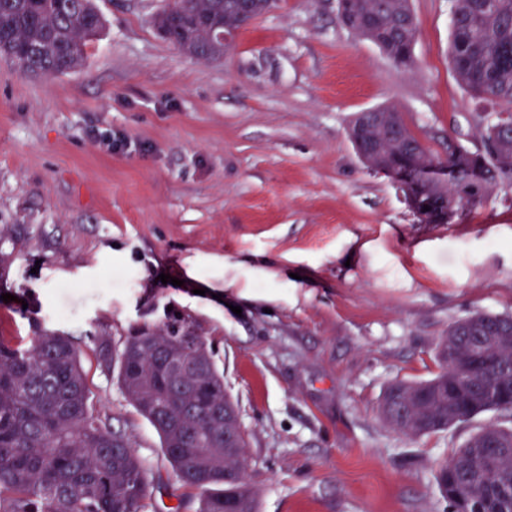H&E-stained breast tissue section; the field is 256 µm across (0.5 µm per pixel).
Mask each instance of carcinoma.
<instances>
[{
  "instance_id": "carcinoma-1",
  "label": "carcinoma",
  "mask_w": 512,
  "mask_h": 512,
  "mask_svg": "<svg viewBox=\"0 0 512 512\" xmlns=\"http://www.w3.org/2000/svg\"><path fill=\"white\" fill-rule=\"evenodd\" d=\"M270 0H170L155 23L183 54L224 57L214 27L238 30L239 15L261 16ZM365 18L395 66L414 63L417 22L409 0H341ZM96 0H0V55L27 75L81 68L88 43L104 30ZM449 60L460 86L502 107L477 115L482 179L471 180L470 151L452 140L434 154L392 108L355 120L365 130L367 167L414 170L424 198L443 210L474 209L497 178L512 176V0H453ZM485 314L448 326L439 349L454 367L429 380L390 385L380 418L410 437L512 403V332ZM25 343L0 332V512H158L150 465L128 434L97 409L73 337L30 317ZM182 344L172 346V337ZM98 365L156 430L175 480L192 490L196 512H257L245 430L224 426V374L195 321L173 309L128 334L121 348L94 343ZM436 482L450 512H512V430L486 426L440 460Z\"/></svg>"
}]
</instances>
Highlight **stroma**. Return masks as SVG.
<instances>
[{"label": "stroma", "mask_w": 512, "mask_h": 512, "mask_svg": "<svg viewBox=\"0 0 512 512\" xmlns=\"http://www.w3.org/2000/svg\"><path fill=\"white\" fill-rule=\"evenodd\" d=\"M96 4L106 29L76 72L0 57V330L29 339L34 311L78 338L99 410L163 477L159 507L196 501L91 345L171 304L217 352L258 512H446L436 462L512 417L409 438L377 405L437 372L452 322L512 316V178L452 223L419 224L348 125L391 107L433 151H481L449 63L451 0H410L406 69L344 27L337 0H278L209 61L160 34L165 0ZM94 129L132 145L111 152Z\"/></svg>", "instance_id": "stroma-1"}]
</instances>
